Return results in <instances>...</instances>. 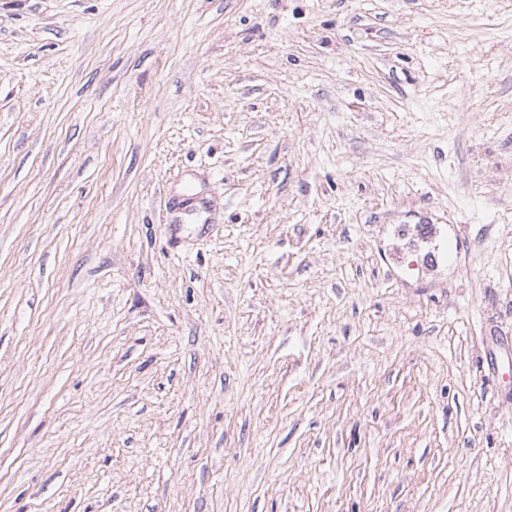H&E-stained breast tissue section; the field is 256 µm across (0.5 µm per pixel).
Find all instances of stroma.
<instances>
[{"label": "stroma", "instance_id": "1", "mask_svg": "<svg viewBox=\"0 0 512 512\" xmlns=\"http://www.w3.org/2000/svg\"><path fill=\"white\" fill-rule=\"evenodd\" d=\"M0 512H512V0H0Z\"/></svg>", "mask_w": 512, "mask_h": 512}]
</instances>
